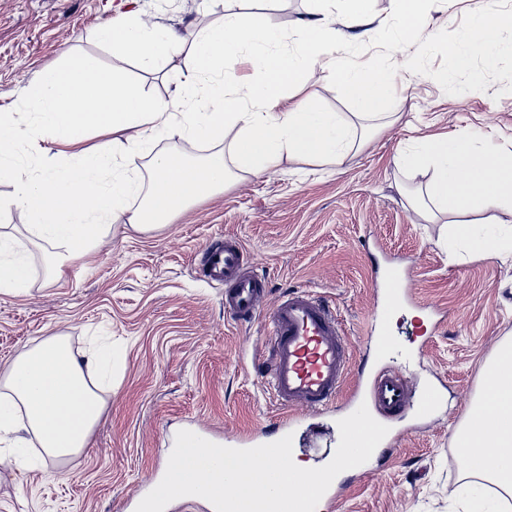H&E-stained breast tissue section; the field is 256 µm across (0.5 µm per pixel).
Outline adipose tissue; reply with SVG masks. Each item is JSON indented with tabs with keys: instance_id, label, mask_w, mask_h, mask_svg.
<instances>
[{
	"instance_id": "obj_1",
	"label": "adipose tissue",
	"mask_w": 512,
	"mask_h": 512,
	"mask_svg": "<svg viewBox=\"0 0 512 512\" xmlns=\"http://www.w3.org/2000/svg\"><path fill=\"white\" fill-rule=\"evenodd\" d=\"M236 2L225 0L221 20L194 34L193 68L174 100L149 97L139 84L104 70L88 55L43 70L28 91L38 137L75 145L93 130L110 134L113 146L124 149L125 167L135 165L142 141L159 132L210 145L198 165L157 156L148 190L122 171L105 176V157L95 152L77 154L63 169L31 177L16 157L12 115L0 113V178L14 187L8 203L25 213L30 235L53 247L54 268L80 257L112 223L123 220L144 228L168 223L177 210L223 189L233 170L262 174L286 159L341 165L366 143L369 124L380 118L398 77L445 84L474 61L493 64L499 31L512 28V14L486 0L445 46L452 70L430 75L407 66L396 72L359 65L338 53L340 46L358 42L375 21L373 0H341L338 16L326 12L330 0H313L316 15L302 22L299 46L289 53L276 49L282 32L257 23ZM442 2L393 0L398 34L424 30ZM96 38L145 69L155 68L180 46L173 31L144 23L131 11L102 24ZM241 59L252 68L250 80H240L235 72ZM316 67L335 71L353 106L351 114L293 102L294 91ZM229 127L237 134L227 144L223 138ZM396 164L406 171H430L424 185L402 194L426 221L447 217L449 243L464 244L489 259L512 251V228L481 233L465 220L490 210L512 212V154L481 152L465 136H423L412 140ZM136 196L141 199L137 206L131 203ZM30 280L27 257L12 238L0 235V293L25 292ZM111 384L110 350L76 352L66 336L56 335L21 353L0 373V467L18 466L23 448L33 441L53 460L80 454L103 413L100 390ZM455 437L465 473L487 479L486 485L468 489L464 512H491L487 484L512 495L511 344L487 365L484 387L467 406Z\"/></svg>"
}]
</instances>
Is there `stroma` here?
Wrapping results in <instances>:
<instances>
[{
  "instance_id": "1",
  "label": "stroma",
  "mask_w": 512,
  "mask_h": 512,
  "mask_svg": "<svg viewBox=\"0 0 512 512\" xmlns=\"http://www.w3.org/2000/svg\"><path fill=\"white\" fill-rule=\"evenodd\" d=\"M479 6L480 0H450L425 31L397 42L387 37L391 0H374L377 23L346 54L388 69L412 56L426 71L448 68L444 43ZM310 7V0L242 4L282 31L286 51L295 49L294 31ZM132 8L145 22L187 37L218 20L224 0H0V106L13 112L17 150L32 175L68 162L67 147L33 149V112L25 102L38 73L65 53L96 57L158 100L170 99L191 69L186 46L148 74L95 40L98 25ZM500 40L503 51L493 68L479 62L453 85L428 80L398 89L391 117L375 122L368 142L342 166L286 161L260 176L237 172L223 190L163 226L146 231L114 224L60 277L47 267L48 244H36L24 231V213L1 210L0 230L15 235L32 278L23 294H0V371L56 334L67 336L76 351L88 347L90 336L107 337L122 366L103 395L90 448L47 469L41 448H28L24 467L0 469V512H130L133 491L166 469L177 432L189 425L238 437L273 432L275 421L289 413L299 421V459L317 468L334 455L344 410L316 413L299 405L287 413L277 407L260 373L268 355L264 320L237 322L224 311L223 286L199 280L200 250L220 235L239 238L253 271L265 278L263 309L293 289L310 290L335 308L356 362L369 349L372 265L410 268L407 286L416 303L393 322L390 365L408 377L413 392L441 385L445 400L427 418L405 415L395 423L398 442L382 466L340 480L334 512H463L466 474L455 432L480 392L485 364L512 344V255L449 258L447 225L424 222L398 191L426 182V174L402 172L394 157L409 139L425 135L464 134L478 147L512 151V29ZM424 42L427 52L417 55ZM300 95L335 112L350 111L329 71L307 76ZM206 153L175 135L148 139L138 178L149 185L155 155L192 164ZM435 304L445 318L428 336L420 308Z\"/></svg>"
}]
</instances>
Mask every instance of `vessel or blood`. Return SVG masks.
<instances>
[{
    "label": "vessel or blood",
    "mask_w": 512,
    "mask_h": 512,
    "mask_svg": "<svg viewBox=\"0 0 512 512\" xmlns=\"http://www.w3.org/2000/svg\"><path fill=\"white\" fill-rule=\"evenodd\" d=\"M201 278L224 287V309L236 320L250 322L260 313L265 293L263 277L248 271L240 240L215 237L202 247L198 268ZM403 270L393 269L379 278L371 314L373 364L362 370L360 383L349 407L367 405L375 420L392 425L398 415L412 410L424 418L441 404L444 393L430 385L418 400H411L407 378L387 367L394 350L389 332L396 308L411 303ZM270 335L264 375L280 407L304 405L320 411L335 404L348 374L347 339L327 302L303 289L285 295L267 315Z\"/></svg>",
    "instance_id": "obj_1"
}]
</instances>
